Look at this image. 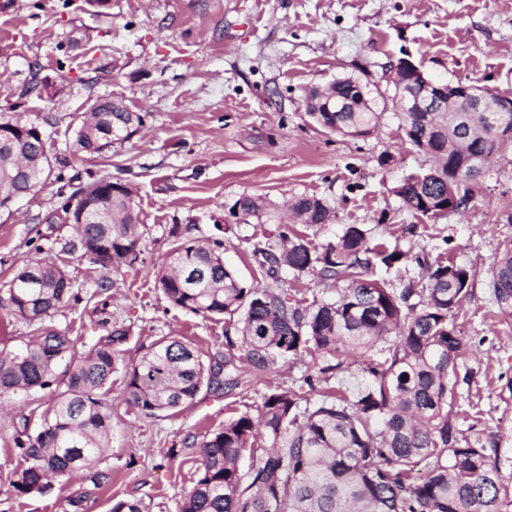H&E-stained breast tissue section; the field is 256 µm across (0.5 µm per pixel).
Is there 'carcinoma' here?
I'll use <instances>...</instances> for the list:
<instances>
[{
  "mask_svg": "<svg viewBox=\"0 0 512 512\" xmlns=\"http://www.w3.org/2000/svg\"><path fill=\"white\" fill-rule=\"evenodd\" d=\"M352 76L329 88L348 104L322 112L314 122L336 133L365 138L380 125L384 110L367 86ZM80 120L72 153L99 157L98 143L122 145L143 124L137 112H123L107 99ZM400 129L409 143L432 155L436 165L404 178L394 194L415 216L436 221L466 206L473 183L468 172L477 156L498 150L497 126L512 129V112H403ZM51 169L45 142L30 134L0 143L1 203L38 185ZM111 223L75 224L83 255L114 271L137 259L139 211L126 197L101 201ZM290 210L306 227L332 220L323 198L299 194ZM264 218L276 225L273 237L252 243V254L274 282L289 271L311 274L335 288L332 299L306 305L282 288H247L224 263L216 247L183 236L157 276L167 301L204 316L224 315V352L205 355L177 336H165L139 359L124 363L118 345L126 332L114 330L80 357L67 332L50 319L77 299L66 271L36 259L32 270L0 288V309L33 327L21 348L0 349V398L53 389L40 413V428L29 433L22 417L15 446L20 462L13 487L20 496L43 495L50 481L79 475L87 488L67 498L71 512H83L91 493L109 484L99 467L112 423V374L123 368L126 401L147 417L188 408L201 388L233 394L247 371L264 372L307 354L308 392L271 389L250 412L232 416L224 427L201 438L186 437L197 449L198 479L179 512H512L496 446H461L456 427L458 388L473 370L460 371L463 340L455 318L471 295L468 270L451 259L431 258L423 247L403 250L373 236L363 224H344L319 246L279 220L277 206L249 196L235 201L230 215ZM408 261L422 270L399 286L375 277ZM492 294L512 308V247L491 264ZM359 355L363 381L344 387L348 370L339 348ZM65 363L63 378L56 369ZM143 500L112 503L110 512H144Z\"/></svg>",
  "mask_w": 512,
  "mask_h": 512,
  "instance_id": "cac0c4a2",
  "label": "carcinoma"
}]
</instances>
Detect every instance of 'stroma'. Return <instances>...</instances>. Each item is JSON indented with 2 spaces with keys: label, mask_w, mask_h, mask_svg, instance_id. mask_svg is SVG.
Returning <instances> with one entry per match:
<instances>
[{
  "label": "stroma",
  "mask_w": 512,
  "mask_h": 512,
  "mask_svg": "<svg viewBox=\"0 0 512 512\" xmlns=\"http://www.w3.org/2000/svg\"><path fill=\"white\" fill-rule=\"evenodd\" d=\"M407 55L431 75L512 97V0H111L107 9L91 0H0V113L39 126L51 160L47 179L0 210V286L32 258L63 267L79 299L51 321L78 355L115 330L127 334L128 362L169 334L210 354L224 348L223 316L174 307L156 286L173 226L222 242L225 263L246 286L263 288L270 280L251 244L273 227L236 223L229 209L242 196L277 205L301 193L328 200L336 218L317 230V244L341 224L366 225L383 239L396 225L417 224L401 248L447 238L449 256L472 282L455 319L467 344L461 362L474 371L457 398L460 440L496 441L502 478L512 485V310L494 302L490 283L494 257L512 243V147L486 167L460 212L417 219L393 188L434 161L405 141L393 110L373 136L356 139L320 127L303 106L305 88L342 76L387 90L386 65ZM46 79L56 96L33 92ZM104 96L140 113L143 129L103 156L72 157L67 127ZM383 154L392 157L385 167ZM102 176L133 189L142 222L137 260L116 272L83 256L72 225L58 217L79 186ZM307 368L248 373L239 394L204 389L190 407L152 418L127 403L124 375L114 373L102 463L112 482L86 512H109L121 498L143 499L148 512H177L197 479L184 438L223 427L233 411H246L272 386H293ZM51 397L21 395L0 411V512H65L80 488L57 482L20 497L12 487L19 420Z\"/></svg>",
  "instance_id": "1"
}]
</instances>
